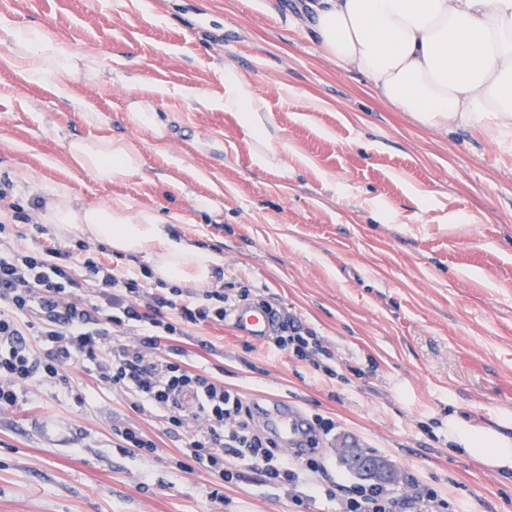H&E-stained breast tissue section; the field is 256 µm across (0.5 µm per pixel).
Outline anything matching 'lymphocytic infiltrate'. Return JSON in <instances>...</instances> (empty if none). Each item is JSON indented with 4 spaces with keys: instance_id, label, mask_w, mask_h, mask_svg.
<instances>
[{
    "instance_id": "lymphocytic-infiltrate-1",
    "label": "lymphocytic infiltrate",
    "mask_w": 512,
    "mask_h": 512,
    "mask_svg": "<svg viewBox=\"0 0 512 512\" xmlns=\"http://www.w3.org/2000/svg\"><path fill=\"white\" fill-rule=\"evenodd\" d=\"M78 263L85 278L74 273ZM88 280L95 289L86 299L80 290ZM249 295L246 288L233 294L215 288L204 300H190L182 289L152 281L149 272L123 274L91 255L79 262L64 248L0 250V411L15 406L18 387L33 380L50 379L69 389L67 367L85 364L103 388L153 413L170 433L181 436L175 467L213 476V500H223L222 488L234 478L224 463L229 455L257 471L263 483L287 487L296 512H308L313 496L299 484L324 476L320 447L335 432V420L313 415L306 433L309 455L285 453L255 425L239 392L192 370L173 346L188 326L223 322L230 307ZM116 328L133 331L136 342L108 344ZM267 346L308 363L316 374L337 376L327 364L328 348L295 322L279 325ZM323 492L340 500L342 512H462L461 505L449 504L414 475L402 494L371 481L331 484Z\"/></svg>"
}]
</instances>
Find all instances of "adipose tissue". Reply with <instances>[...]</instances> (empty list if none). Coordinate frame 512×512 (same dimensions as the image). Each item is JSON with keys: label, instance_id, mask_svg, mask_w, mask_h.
I'll list each match as a JSON object with an SVG mask.
<instances>
[{"label": "adipose tissue", "instance_id": "adipose-tissue-1", "mask_svg": "<svg viewBox=\"0 0 512 512\" xmlns=\"http://www.w3.org/2000/svg\"><path fill=\"white\" fill-rule=\"evenodd\" d=\"M311 27L338 68L364 75L388 105L439 129L474 128L493 140L512 137V0H309ZM9 62L36 84L66 89L76 77L95 80L101 63L73 51L42 25L0 29ZM224 105L240 112L262 140L270 136L264 107L235 73L224 75ZM73 165L95 181L139 173L141 155L123 138H76ZM44 218L58 233H78L126 256L153 259L156 277L178 285L216 282L224 259L185 239L148 208L115 201L77 206L65 186L46 193ZM448 438L502 472L512 471V441L448 422Z\"/></svg>", "mask_w": 512, "mask_h": 512}]
</instances>
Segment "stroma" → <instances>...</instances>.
I'll list each match as a JSON object with an SVG mask.
<instances>
[{
  "mask_svg": "<svg viewBox=\"0 0 512 512\" xmlns=\"http://www.w3.org/2000/svg\"><path fill=\"white\" fill-rule=\"evenodd\" d=\"M304 3L0 0V27H49L104 65L61 92L24 79L0 44V183L37 220L56 185L82 205L121 198L177 216L174 233L223 257L221 286L248 287L315 330L337 378L227 322L188 328L179 345L192 365L222 366L249 402L280 394L335 418L322 447L332 480H355L333 453L345 440L466 512H512V475L448 440L452 416L512 440V142L428 128L384 103L326 59ZM228 70L263 101L270 143L225 109ZM137 97L154 104L160 132L129 121ZM77 136L132 141L140 173L96 182L67 153ZM198 197L215 209H196ZM68 374L94 388L82 366ZM116 423L152 436L159 457L114 448ZM180 446L158 417L106 391L80 405L31 383L0 412V512H291L285 489L244 466L212 501L210 474L173 469Z\"/></svg>",
  "mask_w": 512,
  "mask_h": 512,
  "instance_id": "35a3bbf8",
  "label": "stroma"
}]
</instances>
